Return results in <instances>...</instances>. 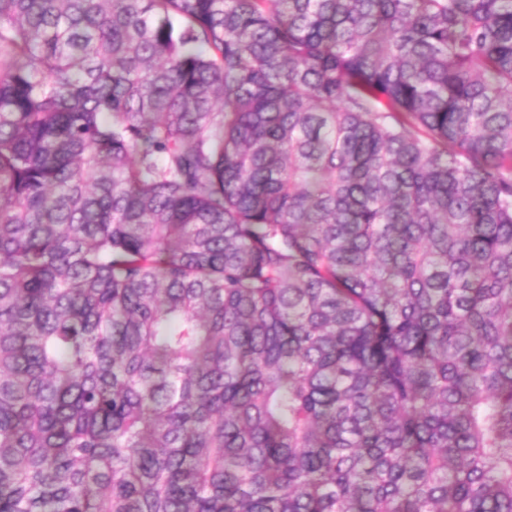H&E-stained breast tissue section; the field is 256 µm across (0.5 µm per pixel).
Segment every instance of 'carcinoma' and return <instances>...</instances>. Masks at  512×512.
I'll use <instances>...</instances> for the list:
<instances>
[{
	"label": "carcinoma",
	"instance_id": "cac0c4a2",
	"mask_svg": "<svg viewBox=\"0 0 512 512\" xmlns=\"http://www.w3.org/2000/svg\"><path fill=\"white\" fill-rule=\"evenodd\" d=\"M0 512H512V0H0Z\"/></svg>",
	"mask_w": 512,
	"mask_h": 512
}]
</instances>
